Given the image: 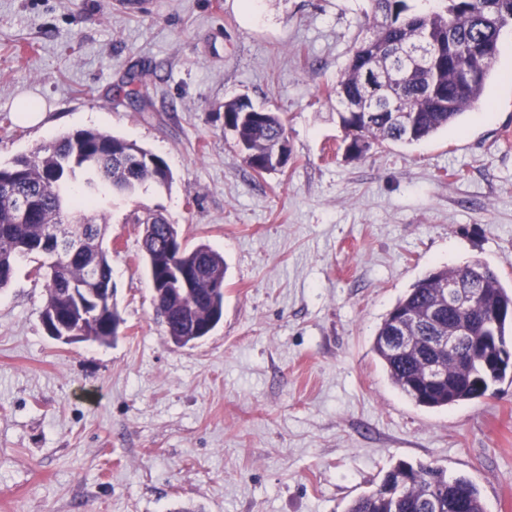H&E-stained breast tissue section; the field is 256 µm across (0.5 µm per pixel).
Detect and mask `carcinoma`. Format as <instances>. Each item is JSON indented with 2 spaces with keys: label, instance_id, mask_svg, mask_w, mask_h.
I'll return each mask as SVG.
<instances>
[{
  "label": "carcinoma",
  "instance_id": "obj_1",
  "mask_svg": "<svg viewBox=\"0 0 512 512\" xmlns=\"http://www.w3.org/2000/svg\"><path fill=\"white\" fill-rule=\"evenodd\" d=\"M373 17L364 24L342 76L329 94L336 97L339 124L345 133L346 153L361 158L375 144L418 143L456 123L480 101L499 54L503 30L512 27V0H435L437 6L417 12L411 0H372ZM424 51L439 59L431 66H411L406 58ZM472 78L457 83L458 69ZM357 100L360 112L343 110L344 100ZM243 98L224 102L226 132L235 146L247 152L245 163L259 176L276 170L272 154L288 143L286 127L277 112L257 108L244 111ZM409 111L399 123L393 111ZM148 155L152 163L136 160ZM172 171L161 156L135 142L110 133L86 129L52 139L28 154L0 165V289L12 281L18 264L28 255L43 258L34 274L46 279V299L40 318L59 317L73 323L85 340L108 344L123 323L112 287L110 252L103 245L106 214L99 220L71 222V211L100 207L98 195L112 185L125 197L146 185L167 187ZM139 224L162 222L155 236L142 242L153 263L157 287H169L173 267L193 276L191 291L170 299L153 294L157 316L167 317L166 335L177 346L198 341L223 316V305L212 298L213 287L224 282V256L207 244L168 248L169 220L144 209ZM51 225L66 226L61 238L51 239ZM88 243L68 248L72 237ZM471 288L464 308L448 311L439 322L426 319L448 282ZM100 288L90 314L72 309L83 289ZM419 321L409 327L413 347L389 354L383 337L392 335V322L404 315ZM512 290L504 288L490 266L475 261L444 268L420 279L387 313L376 332L373 351L391 383L419 406L448 408L481 398L503 383L512 370ZM450 328H465L484 342L489 356L466 348L448 353L451 381L441 386L424 383L435 356L436 338ZM346 512H486L478 487L466 477L450 478L431 465L399 461L373 491L353 500Z\"/></svg>",
  "mask_w": 512,
  "mask_h": 512
}]
</instances>
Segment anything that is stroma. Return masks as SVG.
<instances>
[{
    "mask_svg": "<svg viewBox=\"0 0 512 512\" xmlns=\"http://www.w3.org/2000/svg\"><path fill=\"white\" fill-rule=\"evenodd\" d=\"M371 0H0V163L84 129L165 158L169 188L107 206L112 343L45 332L36 257L0 290V512H345L394 463H432L512 512V383L416 406L372 350L429 273L512 287V30L486 94L416 144L344 151L335 86ZM151 100L125 93L135 63ZM279 112L291 157L256 175L224 103ZM27 100L43 114L26 125ZM224 257V316L178 347L152 301L144 208Z\"/></svg>",
    "mask_w": 512,
    "mask_h": 512,
    "instance_id": "1",
    "label": "stroma"
}]
</instances>
